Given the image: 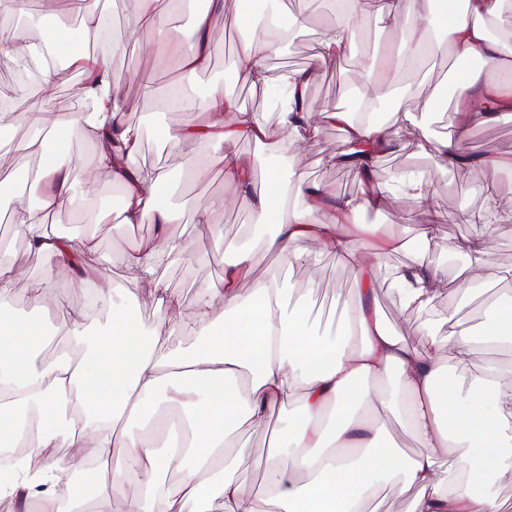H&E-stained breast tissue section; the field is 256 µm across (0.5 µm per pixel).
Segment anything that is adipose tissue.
<instances>
[{
  "mask_svg": "<svg viewBox=\"0 0 512 512\" xmlns=\"http://www.w3.org/2000/svg\"><path fill=\"white\" fill-rule=\"evenodd\" d=\"M206 3L195 18L190 46L179 55L181 90L207 67L212 17L225 9V0ZM502 4L462 0L444 30L449 49L477 65L457 93V135L435 140L425 132L417 143L421 152L435 156L440 170L476 164L493 178L512 169L511 154L489 151L475 158L465 145L471 126L512 110V81L503 77L512 70V49L492 38L486 26L502 19ZM369 5L391 20L395 41L409 55L431 47L428 26L409 32L401 25L416 0H373ZM369 5L343 0L335 21L321 34L315 66L351 53L350 20ZM75 6L82 18L79 31L58 27L37 42L22 28L1 26L0 53L22 58L46 43L84 67L87 77L80 95L91 109L71 113L66 124L94 144L96 173L120 188L125 223L162 228L179 223V213L158 193L169 181L168 172L136 164L139 127L125 114L121 87L111 80L108 62L85 49L88 35L104 17L100 0H75ZM280 42L278 31L270 27L242 42L235 76L278 95V121L286 135L277 149L285 153L318 128L310 113L295 108L305 98L309 71L286 69L272 75L263 65ZM198 110L204 115L200 124L165 129L163 141L176 148L189 140L219 146L242 137L259 144L267 138L266 120L236 106L223 89L208 93ZM228 112L234 115L229 123L224 120ZM322 117L345 128L344 143L329 155V163L349 166L361 178H371L376 159L394 148L391 129L372 114L360 119L334 106ZM71 175L70 156L48 158L38 175L47 187L38 206H19L14 216L30 251L57 260L55 269L28 280L29 292L49 307L58 303L55 284L61 279L95 291L101 302L112 298L102 285L105 271H98L92 281L79 276L70 262L75 253L96 255L93 236L71 238L45 221L46 212L69 209ZM270 180L253 214L259 225L281 214L276 233L262 248L225 263L223 281L202 289L193 316L186 320L178 314L179 297L153 274L162 257L185 252L187 243L162 232L127 255L131 276L122 290L125 301L113 305L109 323L102 326L82 311H70L67 328L53 336L55 355L42 359L39 323L6 313L17 271L11 263H0V447L22 451L11 473L0 475V503L10 502L22 512H104L96 479L68 496L59 493V476L70 465L51 451L76 448L83 456L111 462L113 496H123L131 476H142L143 490L131 512H368L377 491L389 484L399 493H411L408 512H512V500L495 488L499 477L512 472V390H503L504 373L493 364L465 380L453 373L464 367L477 344L512 346V300L497 298L484 308L489 323L483 340H475L466 329L451 338L428 329L409 343L380 317L373 288L383 273L380 256L404 249V241L378 225L354 232L348 220L355 204L330 203L323 188L311 184L303 172L294 170L285 178L275 172ZM292 195L301 198L300 206H288ZM328 206L336 212L330 224L320 217ZM368 235L377 239L373 262L363 255ZM307 240L320 241L353 271V301L333 326L315 325L293 304L292 284L279 276L259 282L247 297L237 288L240 277L269 255L288 271L313 266L315 259L303 246ZM482 243L477 235L455 244L470 259L466 283L511 282L512 265L484 260ZM146 282L170 316L166 323L143 330L128 304ZM392 286L406 309H426L440 296L436 270L421 263L395 269ZM178 331L194 333V343L173 347L170 338ZM451 346L457 356L447 365L441 353ZM74 347L82 349V360L72 358ZM164 400L180 404L185 415L163 447L156 432L136 433L132 425L156 414ZM281 410L292 421L276 431L261 460L268 480L257 489L240 475L248 457L235 449L234 434L244 425L265 427ZM389 416L416 442V454H401L384 423ZM32 448L50 451L35 470L28 454ZM173 471L180 475L175 486L167 480Z\"/></svg>",
  "mask_w": 512,
  "mask_h": 512,
  "instance_id": "ef3b65f1",
  "label": "adipose tissue"
}]
</instances>
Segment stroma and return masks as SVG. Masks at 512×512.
Instances as JSON below:
<instances>
[{
    "mask_svg": "<svg viewBox=\"0 0 512 512\" xmlns=\"http://www.w3.org/2000/svg\"><path fill=\"white\" fill-rule=\"evenodd\" d=\"M309 0H253L255 18L275 15L295 19L304 16L303 28L297 29L298 40L293 48L280 50L266 61L269 72L284 69H306L311 79L305 97V106L313 114H321L328 106L353 108L356 96L357 74L360 65L379 62L382 57H396L398 48L389 30L386 18L365 12L354 19L355 45L350 57L336 60L327 66L314 67V56L328 13L312 11ZM104 8L120 28L106 52L111 69H124L121 82L124 107L130 117L141 126V140L137 163L145 169L161 167L170 174V181L163 190L166 202L181 214V221L169 225L171 234L186 238L190 248L186 254L177 255L160 265L156 279L172 293L180 296L184 315H191L199 292L208 284L224 276L225 261L233 260L244 249L260 246L274 231V224L256 227L253 223L254 196L238 197L233 205H223L222 200L230 187L224 181V169L213 165L206 178L199 179L184 168L187 158L201 154L202 144L186 142L175 150L165 149L158 132L167 126H180L198 122L201 118L195 106L199 97L215 87H223L238 106L265 116L268 123L266 145L251 141H238L224 146L225 154L251 156L260 177H267L276 170L288 174L290 169L303 170L310 182L327 187L337 198L359 202L353 221L357 224L373 222L402 239L408 240L406 250L383 256L385 269L410 265L418 260L438 271L443 283L440 298L426 310L402 308L388 278H380L375 285L376 307L390 328L409 342H416L420 332L427 327L450 332L452 327L475 329L483 326L482 309L492 298L512 297V283L480 284L470 290H460L459 285L469 264L466 255L458 253L454 245L461 238L474 235L475 225L460 223L458 213L481 214L486 210L489 183H496L503 198L512 197V172H504L496 180H489L479 168H458L438 172L433 155L421 153L417 148L421 128H428L431 136L443 139L457 132L456 98H440L439 91L448 76V63L453 53L440 48L417 70L405 68L391 70L388 83L379 86L375 100L379 105L378 118L391 129L397 130L399 147L381 156L377 165L383 174L382 196L379 204L364 205L370 186L357 177L351 169L335 166L327 161L328 155L340 146L343 128L319 122L315 137L302 143L297 152L283 154L275 149L282 132L277 124L274 102L269 90L261 86L225 81L227 71L233 70V57L225 56L227 36L242 31V24L235 18L234 5H227L223 15L214 20L215 39L208 68L199 74L189 93V108L183 112L162 109L161 102L170 88L171 79L177 78L175 62L159 55L152 37L136 31L133 24L132 0H105ZM83 76L78 69H71L68 76L59 77L52 95H38L33 111L42 113L47 124L65 120L68 113L79 111L82 104L76 90ZM415 113L417 126L400 125L392 112L394 103ZM431 103V110H424V103ZM467 145L471 152L483 154L489 150L512 152V112L499 114L497 120L470 128ZM76 160L75 193L78 204L97 210L114 206L113 186L94 175L95 149L82 138H68L63 144ZM25 159V166L38 168L41 156L30 145V133L23 125L8 129L6 139L0 140V177L17 175L21 169L18 159ZM412 173L428 181L435 195L433 208H422L416 200L402 195L398 190L401 175ZM202 201L215 204L213 221L198 223L194 204ZM54 223L64 224L71 235L81 237L96 232L97 255L108 270L110 285L123 287L128 271L125 257L140 243L157 236V225L148 224L137 229L133 224L106 220L96 229H89L68 214H57ZM431 231L433 239L428 252H421L419 243L424 231ZM305 247L316 256L313 271L294 270L291 280L295 293L320 321L336 317L354 296L353 275L333 254L321 250L315 241H306ZM0 259L12 262L23 273L11 298L16 313L37 312L40 302L27 291L26 280L31 276L48 273L55 264L53 257L31 253L27 241L15 226H8L0 233ZM456 308L457 322L449 324L448 310Z\"/></svg>",
    "mask_w": 512,
    "mask_h": 512,
    "instance_id": "35a3bbf8",
    "label": "stroma"
}]
</instances>
